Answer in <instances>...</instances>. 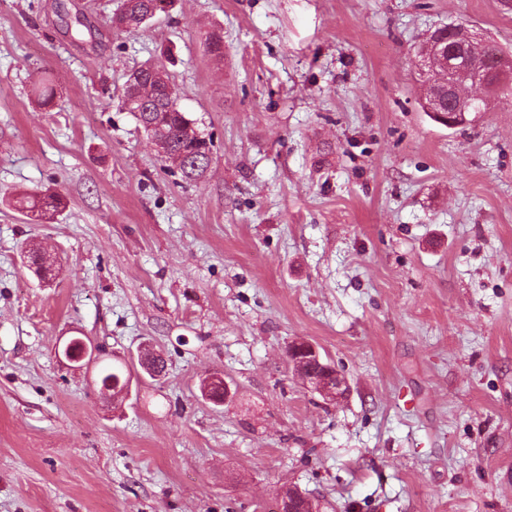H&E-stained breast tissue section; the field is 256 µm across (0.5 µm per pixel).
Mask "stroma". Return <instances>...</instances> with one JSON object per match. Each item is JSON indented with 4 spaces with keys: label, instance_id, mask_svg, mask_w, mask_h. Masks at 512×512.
I'll return each instance as SVG.
<instances>
[{
    "label": "stroma",
    "instance_id": "1",
    "mask_svg": "<svg viewBox=\"0 0 512 512\" xmlns=\"http://www.w3.org/2000/svg\"><path fill=\"white\" fill-rule=\"evenodd\" d=\"M119 5L0 0V512H276L288 486L321 512H512V101L451 129L416 82L444 25L512 56V0H174L136 33ZM148 62L213 139L200 181L119 108ZM299 339L345 397L304 388ZM15 203L18 205V209L27 212L35 213V217L40 219H50L55 212L60 208L61 199L57 194H30L20 193L16 197Z\"/></svg>",
    "mask_w": 512,
    "mask_h": 512
}]
</instances>
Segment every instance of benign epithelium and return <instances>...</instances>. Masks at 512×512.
<instances>
[{
    "mask_svg": "<svg viewBox=\"0 0 512 512\" xmlns=\"http://www.w3.org/2000/svg\"><path fill=\"white\" fill-rule=\"evenodd\" d=\"M418 71L427 89V93L420 95L423 109L450 128L468 122V112L476 101L471 91L478 89L488 95L498 85L512 80V69L490 67L481 42L457 25H448L432 34L420 56ZM151 141L175 167L187 166L181 156L172 152L165 138L153 134ZM295 347L300 360L296 373L310 390L330 401L346 394L344 378L334 367L321 362L312 344L299 341ZM64 354L68 360L79 363L92 352L83 340L73 339ZM279 512H319V508L306 494L288 489L279 493Z\"/></svg>",
    "mask_w": 512,
    "mask_h": 512,
    "instance_id": "1",
    "label": "benign epithelium"
}]
</instances>
